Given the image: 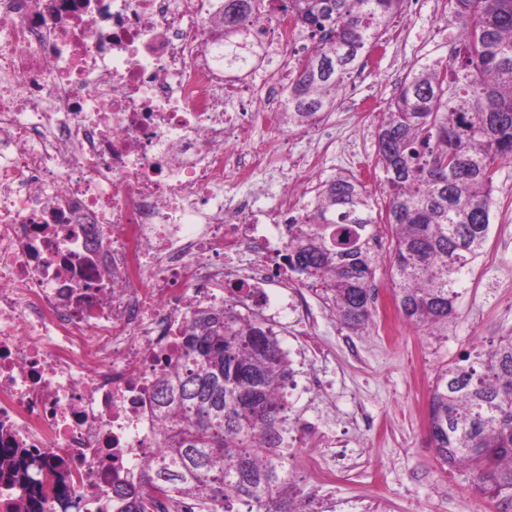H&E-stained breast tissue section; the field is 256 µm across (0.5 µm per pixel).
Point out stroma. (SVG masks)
<instances>
[{
	"instance_id": "1",
	"label": "stroma",
	"mask_w": 512,
	"mask_h": 512,
	"mask_svg": "<svg viewBox=\"0 0 512 512\" xmlns=\"http://www.w3.org/2000/svg\"><path fill=\"white\" fill-rule=\"evenodd\" d=\"M406 20L403 41L389 46L377 67L358 72L362 93L388 106L411 68L446 61L454 29L443 5L421 0ZM374 112L358 118L349 88L337 95L332 120L335 142L316 181L339 172L355 174L375 199H383L376 164ZM496 207L483 254L466 278L457 317L447 331L431 335L409 325L392 309L395 335L379 318L353 330L330 305L308 303L319 323L313 337L320 353L312 370L331 384L328 394L289 395L282 427L284 475L293 486L297 512H512L505 498L481 495L469 469L442 464L424 444L428 400L437 375L468 353L475 342L512 333V160L501 162L495 182ZM324 415L336 438L333 487L324 489L303 468L314 440L296 436L292 426L302 414Z\"/></svg>"
}]
</instances>
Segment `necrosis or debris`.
<instances>
[{
	"label": "necrosis or debris",
	"instance_id": "4bbe7bcc",
	"mask_svg": "<svg viewBox=\"0 0 512 512\" xmlns=\"http://www.w3.org/2000/svg\"><path fill=\"white\" fill-rule=\"evenodd\" d=\"M247 36L258 86L224 66V0H0V451L40 459L0 512H120L197 307L311 335L280 256L334 127L289 151L298 35L264 0Z\"/></svg>",
	"mask_w": 512,
	"mask_h": 512
}]
</instances>
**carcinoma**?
<instances>
[{
	"label": "carcinoma",
	"instance_id": "carcinoma-1",
	"mask_svg": "<svg viewBox=\"0 0 512 512\" xmlns=\"http://www.w3.org/2000/svg\"><path fill=\"white\" fill-rule=\"evenodd\" d=\"M264 0H224V62L246 55L245 23ZM404 0H283L317 43L288 85L283 123L303 127L331 108L362 54ZM458 38L448 61L401 82L375 131L387 202L383 218L356 178L323 182L300 224L288 225V268L321 287L349 326L372 317L381 226L395 230L390 256L403 317L426 329L456 315L465 276L483 253L496 205L498 166L512 159V0H448ZM184 360L158 382L156 401L173 434L146 465L142 489L122 512H149L150 489L200 496L208 512H296L280 455L259 436L282 421L287 354L269 327L231 310L198 309L184 331ZM427 447L465 464L475 488L512 500V336L477 349L438 375ZM16 449L0 476L19 473Z\"/></svg>",
	"mask_w": 512,
	"mask_h": 512
}]
</instances>
